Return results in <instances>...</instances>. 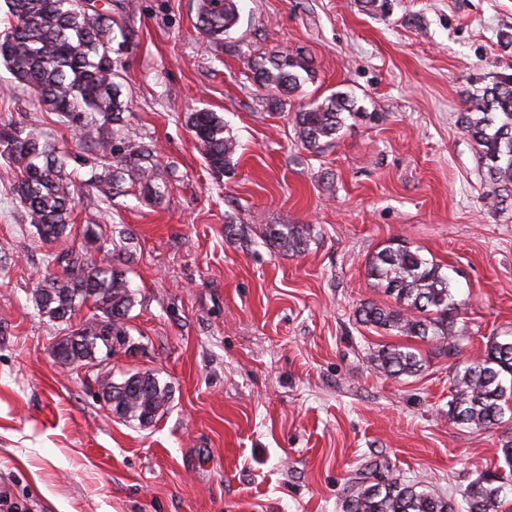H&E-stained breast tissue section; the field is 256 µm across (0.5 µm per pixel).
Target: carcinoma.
Segmentation results:
<instances>
[{"mask_svg": "<svg viewBox=\"0 0 512 512\" xmlns=\"http://www.w3.org/2000/svg\"><path fill=\"white\" fill-rule=\"evenodd\" d=\"M10 27L0 35V63L14 79L28 87L32 103L57 113L73 131L90 138L94 157L112 159L109 167L91 174L88 187L109 199L123 183L139 184L152 197L163 196L156 183L157 150L129 133L115 132L125 104L117 94L118 77L113 57L115 32L128 39L133 32L124 23L130 4L112 13V0H85L78 8L69 0H5ZM237 0H199L197 21L206 39L219 46L238 23ZM256 81L265 89L295 92L312 66L300 54H274L252 63ZM355 102L336 92L295 112L294 124L301 142L311 150L333 141L353 115ZM458 122L473 143L486 169V199L496 207L512 192V75L500 76L465 99ZM188 123L195 145L210 169L231 168L239 144L226 133L224 119L215 112L190 113ZM0 158L16 165L15 193L29 223L39 237L53 242L64 236L72 221L69 162L79 159L58 149L34 126L0 124ZM310 228L301 224H267L262 237L282 251L306 250ZM82 254L60 251L50 256L55 271L35 282L32 299L37 311L63 325L65 335L53 344L58 363L93 362L99 346L111 353L114 346L131 348L125 318L135 297L118 258L98 264L88 257L110 254L92 227L83 236ZM367 274L377 281L392 305L365 303L357 320L396 336L446 340L448 351L458 348L463 328L458 320L465 302L456 299L451 280L441 267L403 244L387 245L367 263ZM92 304L93 316L72 330L75 309ZM373 367L388 377L412 375L422 368L419 354L407 346H387L372 354ZM95 382L102 396L112 401V411L128 421L150 424L171 399V388L152 374L134 373L120 382L98 373ZM448 400V422L487 430L505 422L512 411V336L492 337L483 358L455 369ZM466 512H501L505 499L501 476L483 474L463 490ZM342 512H455L448 498L419 483L369 472L356 478L342 502Z\"/></svg>", "mask_w": 512, "mask_h": 512, "instance_id": "carcinoma-1", "label": "carcinoma"}]
</instances>
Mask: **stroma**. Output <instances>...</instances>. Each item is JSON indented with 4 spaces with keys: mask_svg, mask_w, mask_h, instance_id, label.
Masks as SVG:
<instances>
[{
    "mask_svg": "<svg viewBox=\"0 0 512 512\" xmlns=\"http://www.w3.org/2000/svg\"><path fill=\"white\" fill-rule=\"evenodd\" d=\"M198 0H134L117 82L124 128L158 151L160 200L127 189L77 195L70 232L42 242L0 159V493L24 512H341L370 464L454 501L479 473L506 470V428L448 421V386L489 338L512 336V198L489 206L486 176L457 123L475 88L512 74V0H240L223 47L199 33ZM301 51L314 75L289 96L262 89L251 62ZM344 92L360 116L320 152L296 135L299 105ZM223 117L240 148L227 173L207 166L188 116ZM38 125L58 148L87 140L33 107L0 65V123ZM244 224L240 239L229 223ZM95 225L130 257L133 350L98 352L113 381L147 372L170 383L146 426L113 414L96 369L51 356L57 322L31 289L49 254L80 251ZM263 224H307L304 252L275 250ZM404 241L440 264L465 301L457 354L445 344L359 323L389 304L366 263ZM410 346L421 370L370 363ZM373 367L388 377L412 375L422 368L419 354L407 346H387L372 354Z\"/></svg>",
    "mask_w": 512,
    "mask_h": 512,
    "instance_id": "stroma-1",
    "label": "stroma"
}]
</instances>
